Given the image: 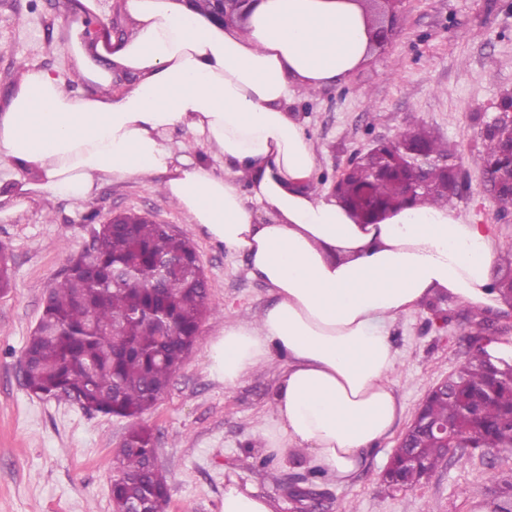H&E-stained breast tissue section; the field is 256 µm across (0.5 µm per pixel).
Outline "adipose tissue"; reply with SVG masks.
<instances>
[{"mask_svg":"<svg viewBox=\"0 0 512 512\" xmlns=\"http://www.w3.org/2000/svg\"><path fill=\"white\" fill-rule=\"evenodd\" d=\"M75 8L70 54L93 92L68 93L51 72L26 67L0 113V169L35 178L0 197L19 209L45 194L88 199L102 179L161 178L277 296L258 321L225 325L212 340V375L232 387L286 357L274 447L347 484L400 415L390 322L438 293L480 310L501 305L490 237L455 208L414 205L362 224L314 189L316 152L289 105L299 90L346 82L370 57L359 0H251L232 26L185 0H124L120 38L87 32L84 18L104 10L98 0ZM118 76L130 83L109 95ZM176 127L208 161L168 143Z\"/></svg>","mask_w":512,"mask_h":512,"instance_id":"1","label":"adipose tissue"}]
</instances>
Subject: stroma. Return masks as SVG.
<instances>
[{
	"mask_svg": "<svg viewBox=\"0 0 512 512\" xmlns=\"http://www.w3.org/2000/svg\"><path fill=\"white\" fill-rule=\"evenodd\" d=\"M71 2L0 0V112L26 63L51 71L76 94L91 93L69 52ZM378 9L394 23L392 38L345 84L291 105L315 146L318 182L332 189L357 152L422 125L455 152L462 180L453 204L465 222L487 227L492 274L501 277L505 258H512V209L501 210L484 193L479 151L486 123L512 91V0H400ZM124 212L190 240L217 307L141 418L171 485L168 512H221L231 473L274 501L277 512H296V488L317 494L316 512H494L512 497V452L496 449L450 450L412 487L394 489L384 479L428 390L481 343L512 347V300L475 322L459 300L438 294L388 326L399 356L391 381L401 416L350 484L314 478L303 458L281 463L261 440L278 390L274 371H253L227 387L208 369V344L225 322L254 318L274 302L273 291L252 276L246 256L191 223L156 180L132 179L102 182L84 201L48 195L0 216V249L11 273L10 290L0 295V512H112L114 457L131 421L40 400L24 387L20 360L51 284L88 243L94 224Z\"/></svg>",
	"mask_w": 512,
	"mask_h": 512,
	"instance_id": "35a3bbf8",
	"label": "stroma"
}]
</instances>
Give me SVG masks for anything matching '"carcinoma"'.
Instances as JSON below:
<instances>
[{
  "mask_svg": "<svg viewBox=\"0 0 512 512\" xmlns=\"http://www.w3.org/2000/svg\"><path fill=\"white\" fill-rule=\"evenodd\" d=\"M398 140L422 143L438 155L450 150L430 132L414 126ZM508 146L503 134L484 130L480 158L488 164ZM370 164L355 167L343 187L348 195L369 185L391 209L405 205V185L421 178L411 170L406 182L374 178ZM421 180L414 202L450 204L453 194L442 172ZM124 224H102L94 230L100 242L91 253H79L49 289L41 317L22 353L24 386L46 400H65L87 412L134 420L150 410L180 368L185 352L200 340V323L217 312L205 285L187 273L196 261L190 242L137 215ZM121 340L112 338V330ZM498 358L501 373L488 389V364ZM456 392L435 399L433 417L464 433L477 448L512 451V426L500 425L512 406V352L478 348L452 375ZM487 392L480 420L466 414L467 395ZM154 438L144 426L131 427L122 441L119 469L111 481L115 505L139 500L157 508L170 496L163 471L154 467Z\"/></svg>",
  "mask_w": 512,
  "mask_h": 512,
  "instance_id": "cac0c4a2",
  "label": "carcinoma"
}]
</instances>
